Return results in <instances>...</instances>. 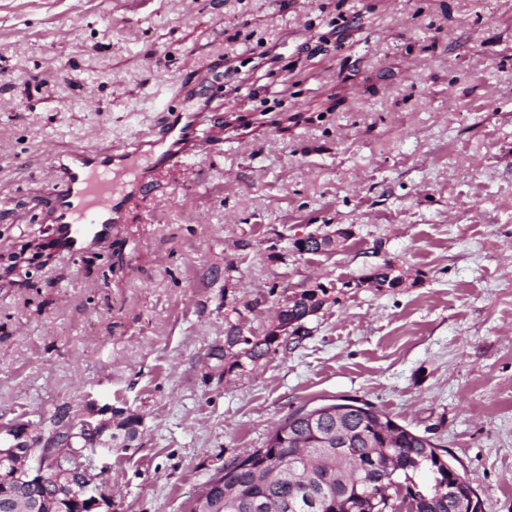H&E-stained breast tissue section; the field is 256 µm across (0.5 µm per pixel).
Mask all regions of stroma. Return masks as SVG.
I'll return each mask as SVG.
<instances>
[{
  "label": "stroma",
  "mask_w": 512,
  "mask_h": 512,
  "mask_svg": "<svg viewBox=\"0 0 512 512\" xmlns=\"http://www.w3.org/2000/svg\"><path fill=\"white\" fill-rule=\"evenodd\" d=\"M278 54L260 61L261 51ZM213 98L200 154L105 242L45 247L53 154ZM325 224L344 249L295 252ZM0 421L139 414L95 463L112 512H192L288 414L357 399L512 512V0H0ZM391 261L401 288H344ZM308 333L208 369L240 309L267 332L307 279Z\"/></svg>",
  "instance_id": "1"
}]
</instances>
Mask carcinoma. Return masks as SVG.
<instances>
[{
	"label": "carcinoma",
	"mask_w": 512,
	"mask_h": 512,
	"mask_svg": "<svg viewBox=\"0 0 512 512\" xmlns=\"http://www.w3.org/2000/svg\"><path fill=\"white\" fill-rule=\"evenodd\" d=\"M325 296L323 288L303 290L286 312L288 321L303 318L309 306H323ZM280 342L288 337L268 332L250 338L230 320L224 344L236 349L227 353L216 345L210 353L228 369H242ZM341 407L323 405L325 414L313 429L301 411L289 414L265 447L235 468L224 467V491L234 503L224 512H322V489L336 507L346 503L352 512H481L478 500L465 509L473 488L464 476L446 482L448 460L439 458L436 444L375 408L370 415L351 414L346 428L352 436L340 452L326 454L317 433L336 431V420L326 411Z\"/></svg>",
	"instance_id": "carcinoma-1"
}]
</instances>
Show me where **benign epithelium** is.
Segmentation results:
<instances>
[{
  "label": "benign epithelium",
  "instance_id": "7a95c632",
  "mask_svg": "<svg viewBox=\"0 0 512 512\" xmlns=\"http://www.w3.org/2000/svg\"><path fill=\"white\" fill-rule=\"evenodd\" d=\"M346 229L310 232L298 238L302 250H334L336 239ZM122 412L104 405L81 418L79 436L83 447H71L61 426L67 417L58 412L48 423L35 425L15 420L0 424V486L8 490L3 508L15 512H44L47 502L59 497L77 504L79 512H112V494L97 484L87 451L97 446L112 447L103 440ZM224 501L205 499V491L196 498L194 512H223Z\"/></svg>",
  "mask_w": 512,
  "mask_h": 512
}]
</instances>
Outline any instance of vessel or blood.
I'll list each match as a JSON object with an SVG mask.
<instances>
[{"instance_id":"b4317fda","label":"vessel or blood","mask_w":512,"mask_h":512,"mask_svg":"<svg viewBox=\"0 0 512 512\" xmlns=\"http://www.w3.org/2000/svg\"><path fill=\"white\" fill-rule=\"evenodd\" d=\"M202 90L199 84L185 90L183 107L150 133L119 145L88 142L55 156L48 217L57 251L76 256L110 237L163 173L195 158L209 109Z\"/></svg>"}]
</instances>
